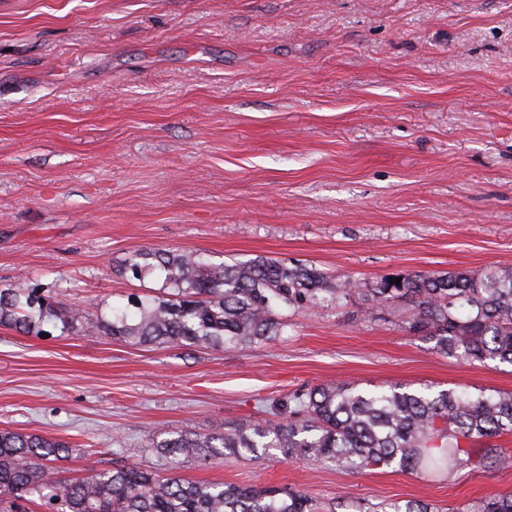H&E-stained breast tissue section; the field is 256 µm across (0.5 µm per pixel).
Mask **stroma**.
I'll list each match as a JSON object with an SVG mask.
<instances>
[{
  "instance_id": "1",
  "label": "stroma",
  "mask_w": 512,
  "mask_h": 512,
  "mask_svg": "<svg viewBox=\"0 0 512 512\" xmlns=\"http://www.w3.org/2000/svg\"><path fill=\"white\" fill-rule=\"evenodd\" d=\"M258 256L335 278L512 266V0H0V288L96 315L142 292L130 251ZM265 347L132 346L0 327V430L164 471L156 429L287 420L289 394L351 382L512 392L368 319L308 309ZM192 481L288 485L336 512L512 490L301 459H184Z\"/></svg>"
}]
</instances>
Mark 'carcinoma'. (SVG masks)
Segmentation results:
<instances>
[{
	"label": "carcinoma",
	"mask_w": 512,
	"mask_h": 512,
	"mask_svg": "<svg viewBox=\"0 0 512 512\" xmlns=\"http://www.w3.org/2000/svg\"><path fill=\"white\" fill-rule=\"evenodd\" d=\"M123 270L138 281L159 280L158 291L128 297L109 313L90 317L55 300L50 288L19 283L0 289V325L40 336L50 324L69 336L103 332L135 346L214 350L262 347L288 326L282 310L367 301L368 318L401 310V328L446 358L512 365V268L408 273L400 284L383 277L369 288L331 280L303 264L258 256L215 263L198 252L137 249ZM512 432V393L433 391L406 385L361 389L352 383L314 385L288 397V421L225 429L222 435L159 430L151 438L159 457L208 464L260 457L332 462L351 473L397 464L432 481H449L466 467H512V450L490 440ZM72 446L39 433L0 431V505L27 512H325L307 493L288 487L224 485L112 460L88 477H62L53 463ZM394 512H441L422 500ZM451 512H512V492Z\"/></svg>",
	"instance_id": "carcinoma-1"
}]
</instances>
